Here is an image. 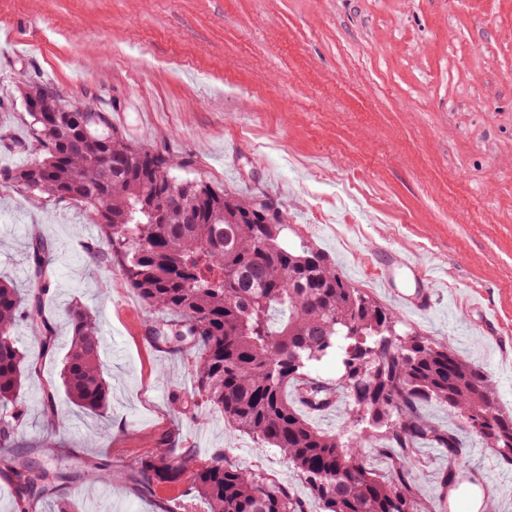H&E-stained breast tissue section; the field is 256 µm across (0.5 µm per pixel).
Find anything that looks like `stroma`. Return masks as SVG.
Masks as SVG:
<instances>
[{"label":"stroma","mask_w":512,"mask_h":512,"mask_svg":"<svg viewBox=\"0 0 512 512\" xmlns=\"http://www.w3.org/2000/svg\"><path fill=\"white\" fill-rule=\"evenodd\" d=\"M0 29L20 42L0 63L1 128L26 138L25 84L74 104L90 92L127 138L191 156L213 184L287 202L288 243L324 252L382 304L376 250L407 252L435 304L404 320L487 370L512 409V0H0ZM35 232L54 247L57 342L43 357L27 327L16 331L41 373L19 400L15 452L72 475L58 492L79 512H208L188 481L143 490L129 479L159 448L222 454L307 498L279 450L204 402L177 411L193 393V356L146 341L149 311L102 260L84 205L0 182V276L21 288ZM478 298L496 335L476 324ZM77 301L99 325L110 405L98 415L57 395L51 432L41 398L60 382L63 311ZM101 458L123 478L110 496L83 494L75 473Z\"/></svg>","instance_id":"stroma-1"}]
</instances>
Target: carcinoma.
<instances>
[{
  "instance_id": "carcinoma-1",
  "label": "carcinoma",
  "mask_w": 512,
  "mask_h": 512,
  "mask_svg": "<svg viewBox=\"0 0 512 512\" xmlns=\"http://www.w3.org/2000/svg\"><path fill=\"white\" fill-rule=\"evenodd\" d=\"M21 97L29 137L11 147L27 162L0 170L20 193L89 208L111 261L118 263L152 315L146 338L164 353L194 350V390L215 411L263 446L279 449L304 480L320 512H447V497H423L414 478L418 445L431 443L461 462L460 433L484 441L512 467V411L490 374L445 343L404 327L397 314L355 288L320 252L284 243V206L214 187L203 178L178 179L193 166L164 146L127 139L110 114L76 112L53 89L28 84ZM53 245L29 242L30 287L0 278V471L14 487L16 512H33L69 476L8 453L21 423L18 399L38 364L17 345L23 320L51 354L56 334L44 301ZM71 340L60 372L72 405L105 412L110 386L91 313L75 302L64 310ZM333 356L334 381L312 375ZM310 385L307 404L320 408L335 393L350 398L361 430L325 433L288 399V387ZM448 409L459 424L433 423L423 408ZM47 427L59 424L56 389L44 394ZM483 422L490 432L473 429ZM381 437L391 455L389 474L374 471L360 453ZM188 478L209 512H308V503L259 472L224 465L217 455L200 463L166 449L141 460L132 478L148 489Z\"/></svg>"
}]
</instances>
